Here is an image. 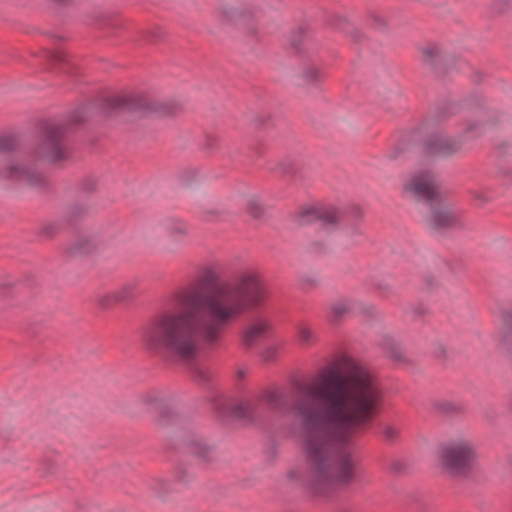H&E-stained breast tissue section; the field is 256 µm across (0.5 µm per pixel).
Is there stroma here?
Masks as SVG:
<instances>
[{
    "label": "stroma",
    "mask_w": 512,
    "mask_h": 512,
    "mask_svg": "<svg viewBox=\"0 0 512 512\" xmlns=\"http://www.w3.org/2000/svg\"><path fill=\"white\" fill-rule=\"evenodd\" d=\"M0 9V120L34 157L29 222L0 199V505L249 512L276 482L265 512H512V268H488L512 256V0ZM194 248L270 286L189 389L139 330ZM340 335L394 395L363 451L388 493L317 502L280 420L224 389L303 376Z\"/></svg>",
    "instance_id": "1"
}]
</instances>
